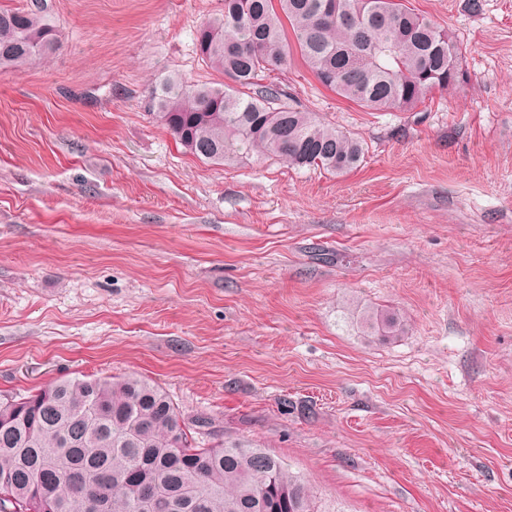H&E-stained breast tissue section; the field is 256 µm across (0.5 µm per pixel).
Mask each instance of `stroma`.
Here are the masks:
<instances>
[{"mask_svg": "<svg viewBox=\"0 0 512 512\" xmlns=\"http://www.w3.org/2000/svg\"><path fill=\"white\" fill-rule=\"evenodd\" d=\"M52 3L56 53L0 75V395L138 373L321 512H512V0H405L467 74L409 112L269 74L363 140L337 176L158 122L162 78L224 83L195 45L224 0ZM358 321L361 328L382 340L396 339L402 332L401 322L396 314L365 310Z\"/></svg>", "mask_w": 512, "mask_h": 512, "instance_id": "1", "label": "stroma"}]
</instances>
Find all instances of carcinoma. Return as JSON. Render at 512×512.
<instances>
[{
  "label": "carcinoma",
  "mask_w": 512,
  "mask_h": 512,
  "mask_svg": "<svg viewBox=\"0 0 512 512\" xmlns=\"http://www.w3.org/2000/svg\"><path fill=\"white\" fill-rule=\"evenodd\" d=\"M0 7V75L45 63L59 41L52 0ZM224 0L197 32L202 59L233 80L220 88L163 78L157 119L198 159L280 157L344 173L363 142L286 102L262 83L288 65L285 27L317 81L372 111H412L463 83L461 48L403 0ZM360 327L382 340L395 314L366 310ZM165 391L135 374L57 380L0 398V512H319L305 479L255 443L210 442Z\"/></svg>",
  "instance_id": "obj_1"
}]
</instances>
